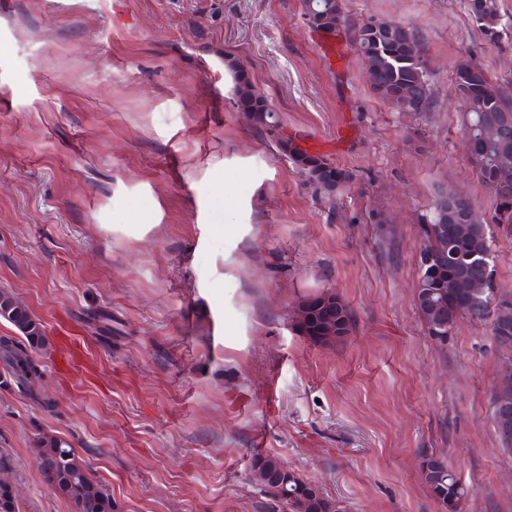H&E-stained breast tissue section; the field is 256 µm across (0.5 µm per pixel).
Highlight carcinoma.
Instances as JSON below:
<instances>
[{"label":"carcinoma","mask_w":512,"mask_h":512,"mask_svg":"<svg viewBox=\"0 0 512 512\" xmlns=\"http://www.w3.org/2000/svg\"><path fill=\"white\" fill-rule=\"evenodd\" d=\"M468 6L484 34L495 39L501 20L498 0H468ZM303 15L312 17L313 25L319 28L338 32L347 23L343 0H303ZM353 40L364 59L370 86L378 95L404 110L412 107V94L429 109L431 84L413 29L401 22L371 20L353 30ZM454 85L464 107L465 151L496 203L493 223L512 224V166L503 165L498 158L504 146L512 152V90L471 61L457 66ZM233 102L249 113L255 125L268 130L280 126V115L241 71L234 77ZM280 147L291 156L306 182L325 198H335L351 181L350 173L321 156L298 151L284 139ZM426 223L448 228V237L437 239L438 250L447 252L446 264L433 274L428 269L419 271L422 285L416 289V307L427 331L447 337L458 320L465 318L487 324L497 344H512V293L500 294L499 303L493 306L488 295L478 294L473 287H452L457 280L475 283L484 279L491 258L488 225L475 221L460 226L448 219L437 201ZM0 319L13 325L24 339L21 343L0 336V361L17 383L28 386L39 374V364L28 349L44 343V327L24 303L4 290L0 291ZM297 321L302 331L321 343L343 338L353 324L349 308L335 295L326 300L306 297ZM35 461L46 483L67 499L75 512H114L112 493L92 476L76 449L61 447L56 438L45 436L39 440ZM420 471L440 507L446 512H461L467 492L455 472L434 454L421 457ZM252 481L269 497L268 507L272 509L282 505L289 512H341L338 502L324 496L312 481L286 470L275 456H262L255 462Z\"/></svg>","instance_id":"cac0c4a2"}]
</instances>
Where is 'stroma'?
<instances>
[{
    "mask_svg": "<svg viewBox=\"0 0 512 512\" xmlns=\"http://www.w3.org/2000/svg\"><path fill=\"white\" fill-rule=\"evenodd\" d=\"M499 5L492 40L467 0H344L349 29L417 31L435 104L402 112L371 90L349 29L323 39L302 0H0V290L46 335L33 390L0 364V475L19 512H74L36 465L46 434L91 464L114 512H266L249 476L267 455L342 512H439L427 453L468 490L464 512H512L490 409L502 353L466 320L431 340L415 306L438 192L494 213L453 71L469 57L512 86ZM235 64L298 149L352 173L335 202L234 106ZM491 234L512 292V225ZM323 291L354 314L335 344L296 321ZM65 329L89 376L59 358Z\"/></svg>",
    "mask_w": 512,
    "mask_h": 512,
    "instance_id": "35a3bbf8",
    "label": "stroma"
}]
</instances>
